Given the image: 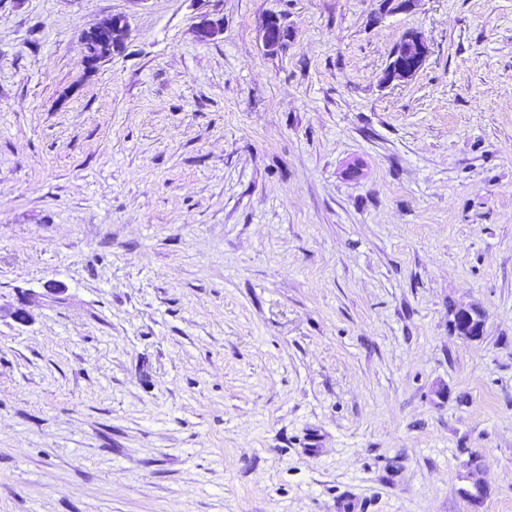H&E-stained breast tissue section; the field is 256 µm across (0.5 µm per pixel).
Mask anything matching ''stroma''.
<instances>
[{
	"mask_svg": "<svg viewBox=\"0 0 512 512\" xmlns=\"http://www.w3.org/2000/svg\"><path fill=\"white\" fill-rule=\"evenodd\" d=\"M0 512H512V0H0ZM127 21L123 16L115 15L83 36L86 60L94 64L109 57L123 46L127 31ZM425 39L415 31L406 32L393 47L385 80L408 81L420 71L428 57ZM458 322V334L466 339H475L482 333L484 318L479 311L460 309ZM475 322L477 325L473 328Z\"/></svg>",
	"mask_w": 512,
	"mask_h": 512,
	"instance_id": "35a3bbf8",
	"label": "stroma"
}]
</instances>
